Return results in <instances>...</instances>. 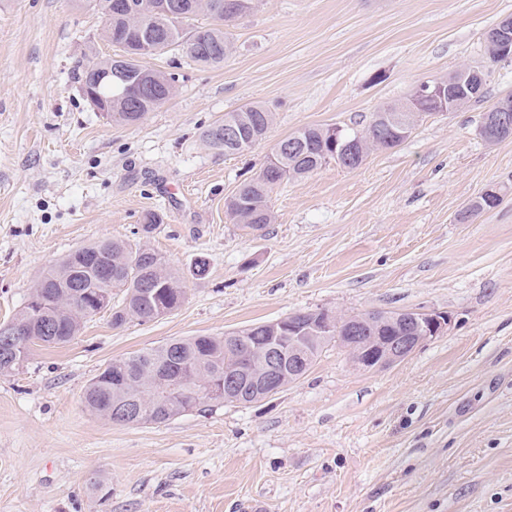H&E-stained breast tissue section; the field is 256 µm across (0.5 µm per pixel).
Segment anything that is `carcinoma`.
Segmentation results:
<instances>
[{
	"instance_id": "1",
	"label": "carcinoma",
	"mask_w": 512,
	"mask_h": 512,
	"mask_svg": "<svg viewBox=\"0 0 512 512\" xmlns=\"http://www.w3.org/2000/svg\"><path fill=\"white\" fill-rule=\"evenodd\" d=\"M252 9L253 0H208L212 23H195L197 0H148L143 27L111 11L114 0H94V8L112 25V39L132 51L128 71L155 69L146 59L178 50L203 66L224 64L233 44L224 28ZM157 74V73H155ZM176 74H157L151 86L124 93L112 89L111 120L133 124L172 96ZM408 104L389 105L371 114L362 128L309 126L277 143L259 175L241 184L227 200V213L252 231L265 230L272 220L270 192L284 180L303 178L334 161L347 169L360 167L373 150L393 149L407 140L418 116ZM274 122L263 106H244L224 113L203 130L201 138L224 155L242 153L261 141ZM42 289L45 306L37 314L25 305L18 315L0 324V374H10L27 360L34 345H65L79 335L103 295L118 290L121 300L111 303L112 326L131 321L148 323L168 315L184 303L186 288L180 270L148 245L104 238L77 248L45 270L33 289ZM316 323L312 312L295 313L291 327L265 322L222 336H193L141 350L108 364L89 383L84 403L93 415L114 421V412L131 403L141 408V423H162L202 405L199 392L208 383L224 380L227 354L248 369L254 349L270 342L288 347V337L308 336ZM13 333L15 343L5 342Z\"/></svg>"
}]
</instances>
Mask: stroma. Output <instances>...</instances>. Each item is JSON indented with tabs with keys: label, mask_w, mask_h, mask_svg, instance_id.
Listing matches in <instances>:
<instances>
[{
	"label": "stroma",
	"mask_w": 512,
	"mask_h": 512,
	"mask_svg": "<svg viewBox=\"0 0 512 512\" xmlns=\"http://www.w3.org/2000/svg\"><path fill=\"white\" fill-rule=\"evenodd\" d=\"M507 15L512 0H257L223 65L151 58L177 91L119 125L79 89L82 66L112 51L92 0H0V323L64 255L138 240L148 212L163 219L148 244L185 272L187 293L145 324L100 313L0 375V512H512V191L458 218L485 190L512 188V139L478 135L512 96V60L490 62L483 45ZM464 64L487 72L481 100L422 115L357 169L332 162L275 186L266 235L227 215L278 141L366 124ZM251 104L275 114L263 141L227 156L205 145V127ZM316 309L452 323L376 371L328 346L253 404L126 426L84 406L113 360Z\"/></svg>",
	"instance_id": "stroma-1"
}]
</instances>
